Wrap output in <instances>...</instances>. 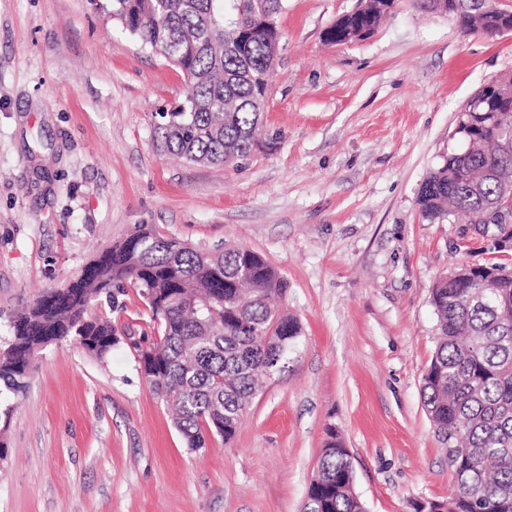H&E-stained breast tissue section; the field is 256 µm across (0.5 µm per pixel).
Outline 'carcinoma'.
<instances>
[{
  "label": "carcinoma",
  "instance_id": "cac0c4a2",
  "mask_svg": "<svg viewBox=\"0 0 512 512\" xmlns=\"http://www.w3.org/2000/svg\"><path fill=\"white\" fill-rule=\"evenodd\" d=\"M348 19L377 27L379 0H364ZM271 14L282 0H112L122 30L152 50L173 47L170 63L185 82L183 108L162 126L168 152L191 162L225 164L248 157L261 127L254 104L272 45L249 30L253 10ZM456 17L466 33L496 35L486 0H462ZM467 152H448L423 179L422 215L455 214L478 223L512 182V75L481 87L459 115ZM431 291L437 345L423 374L422 396L436 434L448 448L454 492L445 512H512V269L462 262ZM137 290L156 324V339L136 346L152 393L173 406L187 447L206 436L230 442L259 391L260 376L283 361L299 337L298 321L274 301L287 280L259 252L242 247L199 251L139 229L102 251L81 276L44 294L14 320L0 354V387L17 394L38 352L76 344L102 358L118 340L112 311ZM307 512H366L354 490L350 453L336 429L310 483Z\"/></svg>",
  "mask_w": 512,
  "mask_h": 512
}]
</instances>
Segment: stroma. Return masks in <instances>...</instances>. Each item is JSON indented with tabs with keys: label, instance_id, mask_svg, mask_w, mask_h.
<instances>
[{
	"label": "stroma",
	"instance_id": "obj_1",
	"mask_svg": "<svg viewBox=\"0 0 512 512\" xmlns=\"http://www.w3.org/2000/svg\"><path fill=\"white\" fill-rule=\"evenodd\" d=\"M356 5L282 0L261 133L233 166L164 150L183 79L109 0H0V351L20 313L141 227L263 254L301 326L231 442L192 451L139 370L132 342L154 329L128 291L104 359L49 345L23 394L0 396V512H302L331 427L366 512L451 494L421 394L431 289L457 263L512 253L467 252L417 197L460 146L467 101L512 73V33L467 35L401 0L368 38L326 43Z\"/></svg>",
	"mask_w": 512,
	"mask_h": 512
}]
</instances>
